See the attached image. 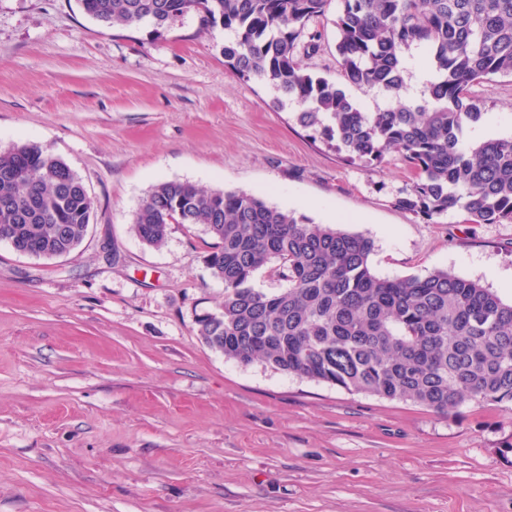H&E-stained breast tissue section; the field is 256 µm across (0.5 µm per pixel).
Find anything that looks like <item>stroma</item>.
Listing matches in <instances>:
<instances>
[{
    "mask_svg": "<svg viewBox=\"0 0 512 512\" xmlns=\"http://www.w3.org/2000/svg\"><path fill=\"white\" fill-rule=\"evenodd\" d=\"M337 4L296 57L367 111L386 98L346 82ZM223 25L188 15L164 32L105 27L77 0H0V148L38 145L95 203L70 255L0 242V512H512V411L425 407L348 392L197 336L224 299L203 226L170 225L155 249L131 231L168 180L243 190L373 240L383 277L437 269L512 300V223L400 208L413 174L313 138L298 106L237 75ZM482 122L512 137V77L473 84Z\"/></svg>",
    "mask_w": 512,
    "mask_h": 512,
    "instance_id": "obj_1",
    "label": "stroma"
}]
</instances>
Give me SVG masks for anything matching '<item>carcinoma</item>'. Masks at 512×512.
<instances>
[{"mask_svg":"<svg viewBox=\"0 0 512 512\" xmlns=\"http://www.w3.org/2000/svg\"><path fill=\"white\" fill-rule=\"evenodd\" d=\"M329 0H78L99 24L166 30L188 14L235 33L231 69L298 104L297 123L345 158L369 165L396 152L414 171L397 205L427 218L450 210L476 224L512 223V138L463 146L483 112L469 87L512 76V0H339L336 54L345 79L395 99L374 112L295 56L306 23ZM432 73L422 103L401 101L405 53ZM95 217L82 180L33 144L0 150V241L35 258L74 251ZM200 224L205 263L224 302L195 317L196 335L242 365L261 361L347 391L450 415L467 401L512 405V302L438 269L387 278L371 268L374 242L313 224L245 191L187 181L154 186L131 231L162 247L171 224ZM266 268L288 283L252 285Z\"/></svg>","mask_w":512,"mask_h":512,"instance_id":"carcinoma-1","label":"carcinoma"}]
</instances>
